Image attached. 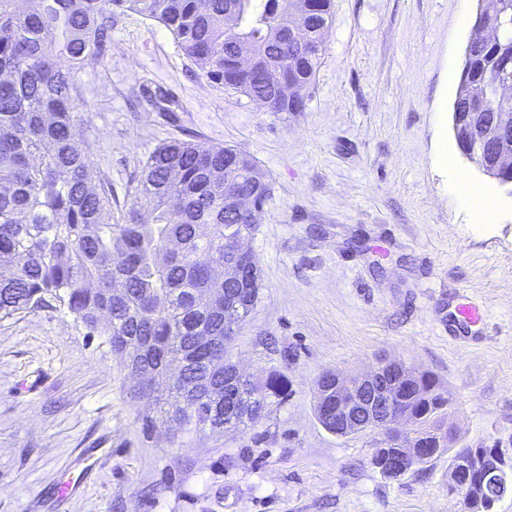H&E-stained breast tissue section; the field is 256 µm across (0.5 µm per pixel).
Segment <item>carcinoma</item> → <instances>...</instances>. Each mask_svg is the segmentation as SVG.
<instances>
[{
  "mask_svg": "<svg viewBox=\"0 0 512 512\" xmlns=\"http://www.w3.org/2000/svg\"><path fill=\"white\" fill-rule=\"evenodd\" d=\"M127 12L162 25L207 79L231 87L269 112H301L332 23V0H0V319L65 308L89 333L109 337L119 353L148 345L141 368L152 373L134 397L147 402L149 432L172 417L188 429L222 433L258 422L270 398L288 396V377L270 372L260 385L235 375L206 374L224 364V313L213 302L240 286L216 271L234 258L256 225L227 216L224 193L250 190L231 163L239 150L174 138L139 164L112 223V180L95 174L88 147L74 127L84 108L78 74L112 47V25ZM495 27L464 61L454 105L481 85L489 88L488 120L512 114V0H478L473 27ZM259 57L255 70L229 74L238 46ZM66 64H61V61ZM298 77L296 100L274 87V72ZM201 336L215 342L202 344ZM386 368L399 386L394 410L412 422L410 438L433 448L448 440L440 422L449 397L432 375ZM485 448L444 447L448 469L466 459L459 476L468 488L491 487L497 474L480 461Z\"/></svg>",
  "mask_w": 512,
  "mask_h": 512,
  "instance_id": "cac0c4a2",
  "label": "carcinoma"
}]
</instances>
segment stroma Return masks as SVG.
Instances as JSON below:
<instances>
[{
	"label": "stroma",
	"instance_id": "stroma-1",
	"mask_svg": "<svg viewBox=\"0 0 512 512\" xmlns=\"http://www.w3.org/2000/svg\"><path fill=\"white\" fill-rule=\"evenodd\" d=\"M477 0H333V22L301 112H270L209 82L171 34L120 17L112 50L78 76L75 133L117 196L169 138L234 147L272 188L249 246L258 298L230 351L244 376L273 370L288 396L233 432L145 434L132 377L107 337L74 314L0 320V512H468L448 461L385 478L374 438L318 421L322 375L380 357L432 373L453 401L455 445L512 456V195L460 153L454 91ZM167 89L168 113L146 99ZM497 203L491 224L463 209L436 164ZM468 293L488 327L448 334V300ZM83 478L66 501L57 485Z\"/></svg>",
	"mask_w": 512,
	"mask_h": 512
}]
</instances>
